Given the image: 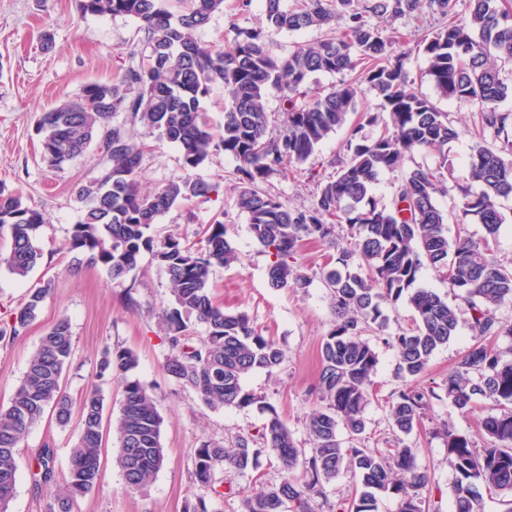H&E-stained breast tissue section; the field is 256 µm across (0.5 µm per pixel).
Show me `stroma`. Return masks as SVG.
<instances>
[{
  "mask_svg": "<svg viewBox=\"0 0 512 512\" xmlns=\"http://www.w3.org/2000/svg\"><path fill=\"white\" fill-rule=\"evenodd\" d=\"M445 23V18L426 8L414 17L397 20L394 28L398 50L408 55L414 88L447 112L459 132L448 146L443 172L449 191L438 199L440 207L451 212L457 203L456 186L467 177L475 107L443 98L427 74L428 61L419 44ZM233 24L263 31L278 56L324 35L317 28L269 30L261 0H252L244 9L237 0H225L223 10L212 15L197 37L205 43L223 45L224 35ZM143 37L137 20L82 15L78 0H0V185L21 194L25 204L46 217L35 240L43 257L29 276L20 279L0 267V329L8 326L12 313L26 302L31 289L46 280L54 283L51 296L43 302L26 334L0 340V407L8 406L41 336L58 318L66 317L73 333V355L63 380L67 392L79 397L94 382L96 364L105 348H129L138 356L134 375L154 397L163 419L162 468L143 489H126L113 463L117 451L113 425L122 388L116 381L103 384L108 413L104 417L100 473L95 489L76 501L73 512H188L197 493L193 455L201 440L213 439L231 448L239 437L258 435L269 405L292 431L298 446L310 448L307 419L317 405L313 388L319 373L320 345L335 318L330 290L321 278L328 246L306 245L299 256L312 279L309 288H270L269 257L253 236L246 214L235 204L238 163L221 152L212 153L193 172L194 178L216 185V192L174 206L160 216L152 233L159 239L171 233L194 242L206 224L218 220L226 226L227 238L241 261L228 269L215 268L210 292L226 312L247 314L254 327L271 337L286 355L274 373L256 371L245 378L244 387L256 395L257 404L243 409L211 408L193 389L166 376L162 363L168 344L158 314L171 302V283L152 253L142 254L130 289L112 283L102 268H73V256L65 252L63 244L82 213L79 187L103 171L101 153L93 147L64 169L48 168L41 160L36 120L40 112L77 100L88 83L119 80L125 70L140 63ZM133 132L145 146L143 190H156L183 175L182 155L174 144L158 140L155 133L140 125ZM347 137L344 129L332 133L306 162L269 178L264 191L293 208L312 206L321 183L334 176V161ZM469 317L468 311H461L457 336L433 354L420 384L434 388L438 399L422 423L405 436L395 432L389 418V397L404 385L397 371L398 350L384 339L375 342L378 365L372 382L376 396L364 413L362 444L371 449L399 443L413 448L419 464L434 473L430 499L434 512H453L454 471L447 431L467 436L478 446L484 443L480 421L489 412V402L479 401L475 413L466 414L443 397L449 374L471 343ZM77 435V423L59 427L49 413L32 427L19 449L20 469L9 512H50L56 488L36 486V458L44 445L53 446L56 476L64 478ZM283 477L280 462L270 452L246 473L225 469L217 476L218 492L210 498V510L244 512V499L255 483L271 486Z\"/></svg>",
  "mask_w": 512,
  "mask_h": 512,
  "instance_id": "1",
  "label": "stroma"
}]
</instances>
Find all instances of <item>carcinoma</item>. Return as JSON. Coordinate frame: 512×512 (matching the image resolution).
Wrapping results in <instances>:
<instances>
[{
    "label": "carcinoma",
    "instance_id": "obj_1",
    "mask_svg": "<svg viewBox=\"0 0 512 512\" xmlns=\"http://www.w3.org/2000/svg\"><path fill=\"white\" fill-rule=\"evenodd\" d=\"M168 0H80L89 15L131 17L144 32L142 62L121 80L91 83L80 99L39 115L41 159L62 170L96 145L104 168L100 176L81 185L83 204L63 249L76 266H100L112 282L122 284L137 268L144 252L165 267L172 284L171 304L159 313L167 331L166 375L192 388L212 408H246L258 402L243 387L253 371L268 373L285 360L274 340L259 333L244 314H230L212 299L209 282L217 267L240 261L216 220L206 225L196 243L174 236L159 241L151 228L175 204L206 198L216 186L194 179L189 171L214 151L239 162L241 175L235 204L250 230L272 260L268 283L275 289L307 288L311 280L298 261L306 242L329 240L333 218L353 231L354 244L342 247L323 267L336 319L323 339L320 371L314 387L319 407L309 415L312 446L304 452L277 411L268 417L259 438L241 437L236 447L205 439L194 455V480L202 490L192 512H209L207 497L217 492L216 474L228 465L238 472L256 466L270 451L289 472L275 486H259L244 499L245 512H313L312 501L324 496V484L346 470L358 479L354 496L341 512H377L379 499L398 497L397 512H425L423 491L434 482L413 449L402 446L383 454L354 444L345 448L339 426L351 437L365 430L364 412L370 404L371 376L377 354L371 337L384 335L388 318L384 306L405 298L414 312L412 328L392 341L398 349V373L412 380L389 396L392 426L410 434L426 416L434 390L415 384L431 356L457 335V308L432 290L415 287L424 266L447 270L454 295L467 303L473 342L456 370L448 376L447 396L465 413L479 400L491 402L482 420L489 438L475 447L467 438L448 432V455L455 473V512H481L483 494L512 497V361L489 344L496 336H512V322L497 316L512 300V270L493 255L500 227L508 223L501 200L512 197V113L500 103L512 96L504 65L512 62V10L505 0H469L460 16L454 0H302L286 9L283 0H263L268 28L298 31L324 28L338 18L345 30L338 36L307 43L278 57L262 32L235 26L222 47L205 44L196 33L224 0H189L175 14ZM444 17V26L422 41L429 65L427 75L449 100L477 108L474 143L468 157L467 183L457 186L461 221L483 225L486 236L474 240L446 233L448 214L437 198L447 194L440 169L446 167L448 144L458 131L419 92L410 88L407 57L395 53L396 41L371 21L414 16L422 6ZM367 63L363 82L382 101L387 118L364 112L350 123L361 89L343 79L324 93L311 95L309 81L319 73L352 72ZM214 84L224 87V124L211 132L201 112V100ZM283 92L284 120L269 128L265 100L271 90ZM119 112L132 125H143L177 145L188 175L152 192L140 188L143 151L128 130L112 124ZM382 125L379 133L362 134ZM349 127L346 154L338 159L336 177L320 186L315 203L293 209L263 192L259 184L292 163L312 156L329 134ZM420 152L439 157V165L406 162ZM383 173L395 175L388 204L379 202L374 187ZM45 223L44 214L0 187V229L8 228L10 248L0 252V267L25 278L41 253L34 241ZM54 284L48 280L30 291L0 338L23 335L36 318ZM203 328L194 335V326ZM68 318L61 317L41 338L9 406L0 408V512H9L19 470L17 448L46 411L67 426L78 410L79 434L71 448L65 483L57 509L72 512L74 502L97 484L103 445L105 403L101 384L121 381L122 399L116 420L118 451L115 465L125 486L143 488L164 462L163 419L146 387L132 376L137 354L128 348L107 347L96 366V382L75 402L63 387L73 353ZM36 484L55 482V451L45 444L38 453Z\"/></svg>",
    "mask_w": 512,
    "mask_h": 512
}]
</instances>
